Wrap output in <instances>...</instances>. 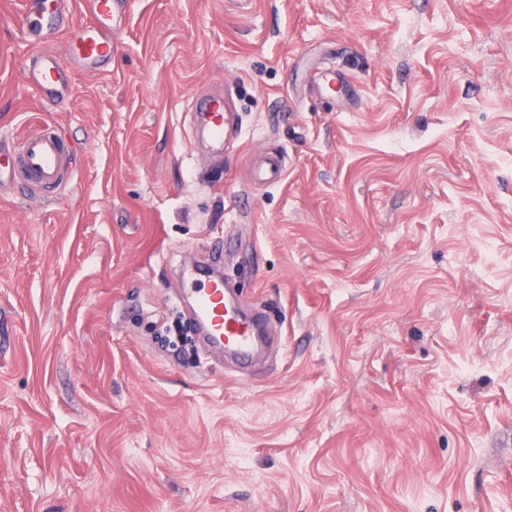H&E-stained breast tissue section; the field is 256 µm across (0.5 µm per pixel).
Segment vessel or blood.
Wrapping results in <instances>:
<instances>
[{
  "mask_svg": "<svg viewBox=\"0 0 512 512\" xmlns=\"http://www.w3.org/2000/svg\"><path fill=\"white\" fill-rule=\"evenodd\" d=\"M67 3L68 0H28L22 17L23 31L35 47L24 64V80L28 87L49 99L71 93V73L109 71L116 51L112 31L125 13L127 0H83L88 20L71 25L66 55L61 58L49 45L68 12ZM190 110L206 132L209 148L222 152L229 132L225 95L196 98ZM74 162L75 153L63 137L56 131L43 130L0 150V180L20 179L36 190L57 188ZM286 167L280 152L265 153L252 168V181L263 187L281 181ZM182 276L194 295V316L207 345L239 361L252 358L263 341L260 319L230 313L225 306L222 281H198L188 268L183 269Z\"/></svg>",
  "mask_w": 512,
  "mask_h": 512,
  "instance_id": "vessel-or-blood-1",
  "label": "vessel or blood"
}]
</instances>
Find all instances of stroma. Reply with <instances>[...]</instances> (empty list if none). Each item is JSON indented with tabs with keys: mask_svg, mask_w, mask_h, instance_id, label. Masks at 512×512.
Here are the masks:
<instances>
[{
	"mask_svg": "<svg viewBox=\"0 0 512 512\" xmlns=\"http://www.w3.org/2000/svg\"><path fill=\"white\" fill-rule=\"evenodd\" d=\"M113 37L51 103L0 0V139L78 151L0 185V512H512V0H127ZM235 84L219 162L189 105ZM218 239L281 338L249 368L164 339ZM0 181L23 180L36 190L59 188L75 163V153L55 130H43L16 146H4ZM287 162L280 152L271 151L263 154L252 168V181L258 186H267L283 179Z\"/></svg>",
	"mask_w": 512,
	"mask_h": 512,
	"instance_id": "1",
	"label": "stroma"
}]
</instances>
